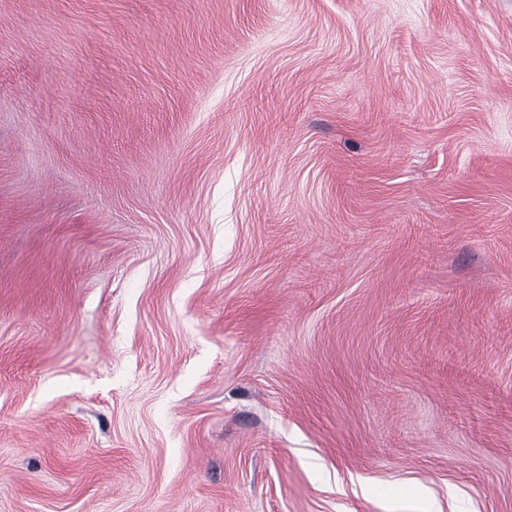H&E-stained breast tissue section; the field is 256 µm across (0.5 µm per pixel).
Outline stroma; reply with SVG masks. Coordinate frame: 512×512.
I'll return each instance as SVG.
<instances>
[{"label": "stroma", "mask_w": 512, "mask_h": 512, "mask_svg": "<svg viewBox=\"0 0 512 512\" xmlns=\"http://www.w3.org/2000/svg\"><path fill=\"white\" fill-rule=\"evenodd\" d=\"M0 512H512V0H0Z\"/></svg>", "instance_id": "1"}]
</instances>
